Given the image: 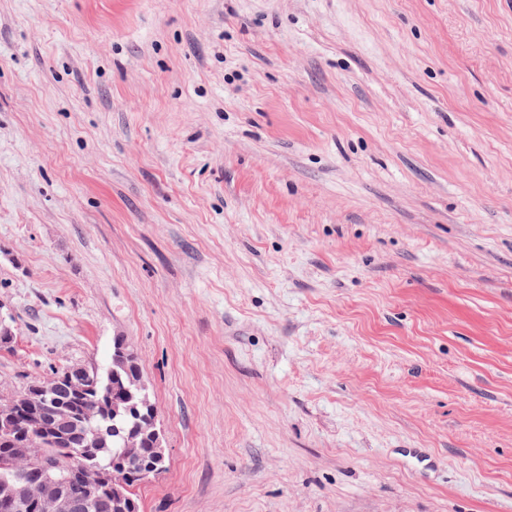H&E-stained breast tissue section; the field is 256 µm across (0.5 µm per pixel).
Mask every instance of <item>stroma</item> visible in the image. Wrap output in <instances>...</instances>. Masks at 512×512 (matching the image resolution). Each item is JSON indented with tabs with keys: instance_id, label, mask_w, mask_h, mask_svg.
Masks as SVG:
<instances>
[{
	"instance_id": "1",
	"label": "stroma",
	"mask_w": 512,
	"mask_h": 512,
	"mask_svg": "<svg viewBox=\"0 0 512 512\" xmlns=\"http://www.w3.org/2000/svg\"><path fill=\"white\" fill-rule=\"evenodd\" d=\"M0 317L143 512H512V0H0Z\"/></svg>"
}]
</instances>
